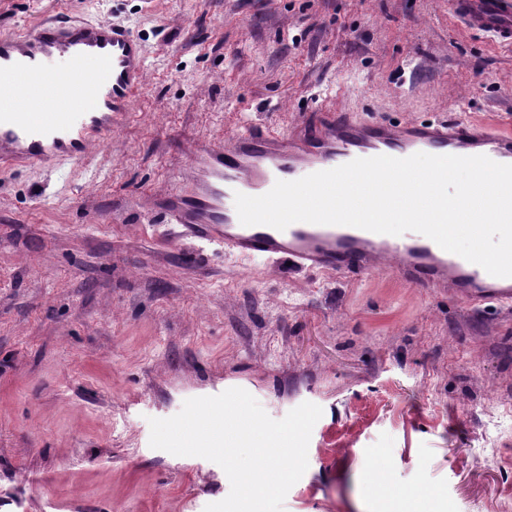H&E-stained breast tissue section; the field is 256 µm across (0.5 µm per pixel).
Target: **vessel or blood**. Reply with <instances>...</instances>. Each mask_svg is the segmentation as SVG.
<instances>
[{"instance_id": "vessel-or-blood-1", "label": "vessel or blood", "mask_w": 512, "mask_h": 512, "mask_svg": "<svg viewBox=\"0 0 512 512\" xmlns=\"http://www.w3.org/2000/svg\"><path fill=\"white\" fill-rule=\"evenodd\" d=\"M465 28L512 44V0H452ZM96 58L98 72L86 70ZM144 82V56L129 31L105 21L54 20L22 36H0V162L48 165L83 159L120 125ZM484 155L512 164V131L470 120L394 125L357 121L325 111L290 135L257 126L230 143L197 144L181 189L154 198L179 237L215 244L241 256L262 255L336 275L395 271L418 288H444L480 307L512 304V278L408 232L377 234L342 225L296 222L285 230L245 226L235 193L259 196L276 181H292L357 158L386 155Z\"/></svg>"}]
</instances>
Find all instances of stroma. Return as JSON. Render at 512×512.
Instances as JSON below:
<instances>
[{
    "label": "stroma",
    "instance_id": "35a3bbf8",
    "mask_svg": "<svg viewBox=\"0 0 512 512\" xmlns=\"http://www.w3.org/2000/svg\"><path fill=\"white\" fill-rule=\"evenodd\" d=\"M62 18L128 28L145 80L84 159L0 165V512H204L227 475L149 421L234 387L323 410L283 512H380L383 468L439 512H506L512 307L241 258L150 202L195 142L321 109L512 129V47L450 0H0V35Z\"/></svg>",
    "mask_w": 512,
    "mask_h": 512
}]
</instances>
